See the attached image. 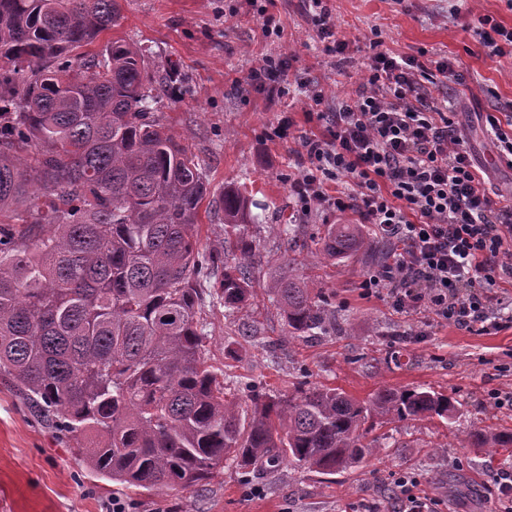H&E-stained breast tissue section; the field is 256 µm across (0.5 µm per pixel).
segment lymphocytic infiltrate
Instances as JSON below:
<instances>
[{
  "instance_id": "lymphocytic-infiltrate-1",
  "label": "lymphocytic infiltrate",
  "mask_w": 512,
  "mask_h": 512,
  "mask_svg": "<svg viewBox=\"0 0 512 512\" xmlns=\"http://www.w3.org/2000/svg\"><path fill=\"white\" fill-rule=\"evenodd\" d=\"M468 29L486 56L512 55V27L480 15ZM382 45L367 39V73L334 111L323 92L298 86L320 129L297 141L296 212H349L397 238L402 252L362 283L397 312L427 310L478 335L512 327V310L493 304L499 280L512 277V201L491 196L447 98L433 95L464 75L450 58Z\"/></svg>"
}]
</instances>
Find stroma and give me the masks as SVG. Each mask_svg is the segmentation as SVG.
<instances>
[{"label":"stroma","mask_w":512,"mask_h":512,"mask_svg":"<svg viewBox=\"0 0 512 512\" xmlns=\"http://www.w3.org/2000/svg\"><path fill=\"white\" fill-rule=\"evenodd\" d=\"M124 20L84 46L91 55L113 41L151 46L156 67L175 64L176 73L157 113L174 133L186 137L203 160L212 191L244 184L266 204L262 221L245 227L261 254L281 253L286 241L269 227L290 218L288 175L296 157L292 142L271 141L269 125L291 110L307 129L299 96L267 97L248 76L265 56H283L288 81L321 88L329 101L346 97L368 65L363 51L371 29L385 48L413 54L428 48L457 60L466 86L448 96L460 133L468 139L492 190L512 193V169L492 161L496 148L482 115L512 102V56L482 54L464 23L489 14L512 27L507 0H332L341 38L349 47L342 61L323 51L302 0H273L281 38L264 37L248 0H121ZM371 264L353 257L326 261L309 255L302 273L324 300L346 315L347 335L304 342L288 340V327L265 294L254 311L225 316L223 305L206 306L205 356L238 382L241 401L251 390L287 391L299 382L328 384L362 400L382 387H432L459 399L463 413L452 427L433 420L375 425L372 437L389 434L396 447L367 457L359 467L324 475L288 464L243 472L229 465L202 486L134 491L97 476L76 441L58 434L32 412L10 377L0 374V512H107L112 499L128 512H395V480L405 472L419 480L418 493L433 512H497L494 473L512 469V453L488 458L467 435L487 427L512 431V409L492 395L512 391V328L476 335L424 312H395L378 297L362 294ZM256 333L243 336L241 324ZM407 331L406 341L392 338Z\"/></svg>","instance_id":"obj_1"}]
</instances>
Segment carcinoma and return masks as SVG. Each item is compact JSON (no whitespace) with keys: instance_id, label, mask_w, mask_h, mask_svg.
<instances>
[{"instance_id":"cac0c4a2","label":"carcinoma","mask_w":512,"mask_h":512,"mask_svg":"<svg viewBox=\"0 0 512 512\" xmlns=\"http://www.w3.org/2000/svg\"><path fill=\"white\" fill-rule=\"evenodd\" d=\"M120 0H0V372L36 412L83 441L87 465L128 489L197 487L233 464L286 461L324 475L381 448L377 420L451 419L459 402L430 388L382 389L361 402L326 385L243 407L204 357V282L228 313L252 305L256 257L246 191L213 192L184 138L160 123L172 71L114 41L76 51L120 25ZM224 217L206 248L199 212ZM27 213L24 226L1 217ZM288 250L388 261L391 244L359 224H273ZM236 250L230 264L222 253ZM263 285L292 338L343 332L336 310L295 274ZM475 448H512V432L477 429Z\"/></svg>"}]
</instances>
